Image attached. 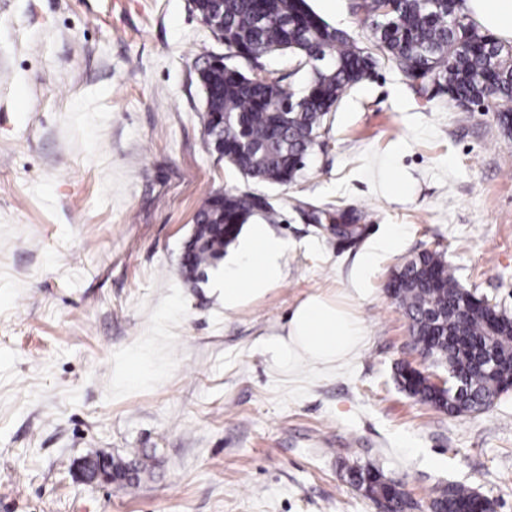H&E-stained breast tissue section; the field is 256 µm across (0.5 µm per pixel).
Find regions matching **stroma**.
I'll return each mask as SVG.
<instances>
[{"instance_id":"stroma-1","label":"stroma","mask_w":512,"mask_h":512,"mask_svg":"<svg viewBox=\"0 0 512 512\" xmlns=\"http://www.w3.org/2000/svg\"><path fill=\"white\" fill-rule=\"evenodd\" d=\"M307 3L365 43L354 0ZM223 50L190 0H0V512H382L355 465L399 482L411 512L451 482L512 512V391L460 416L406 394L398 366L432 363L386 290L440 250L512 315V135L378 67L293 184L254 188L280 212L287 276L228 313L222 267L181 268L204 201L249 187L204 128L196 62ZM331 204L358 210L359 242L309 221ZM317 291L352 306L361 348L275 366L265 340ZM133 452L151 458L138 481L80 476Z\"/></svg>"}]
</instances>
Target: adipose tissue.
<instances>
[{"label": "adipose tissue", "mask_w": 512, "mask_h": 512, "mask_svg": "<svg viewBox=\"0 0 512 512\" xmlns=\"http://www.w3.org/2000/svg\"><path fill=\"white\" fill-rule=\"evenodd\" d=\"M472 16L494 35L512 38V0H467ZM287 241L271 225H245L237 252L224 263V309L239 311L277 288L286 276ZM364 328L335 297L322 292L300 300L281 332L271 335L264 351L287 368L305 359L331 367L361 345Z\"/></svg>", "instance_id": "ef3b65f1"}]
</instances>
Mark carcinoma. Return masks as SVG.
Segmentation results:
<instances>
[{
    "label": "carcinoma",
    "instance_id": "obj_1",
    "mask_svg": "<svg viewBox=\"0 0 512 512\" xmlns=\"http://www.w3.org/2000/svg\"><path fill=\"white\" fill-rule=\"evenodd\" d=\"M459 0H393L389 19L374 15L376 0L356 8L370 21L367 45L360 46L341 29L325 23L306 0H192L200 18L216 19V37L226 53L197 62L210 146H224L228 163L247 179L261 183L296 181L317 144L325 116L342 95L388 65L416 84L425 103L442 92L461 106L512 100V43L480 31L470 23L462 31L451 22ZM467 36L468 48H458ZM288 57L307 73L304 86H284L286 76L258 79L238 65L262 58ZM291 119H286V115ZM270 202L248 191L209 196L195 216L205 235L203 245L188 243L183 272L191 278L218 264L242 225L253 219L275 222ZM320 224H354V210L318 211ZM394 298L410 320L414 347L448 370V389L430 382L426 371L405 364L399 383L411 397L451 415L485 410L505 390L512 375V317L501 313L491 324L490 304L460 287L444 253L424 251L393 272ZM496 362L489 375L485 359ZM150 467L137 454L116 462V479L133 482ZM354 485L382 505L384 512H409L411 500L401 485L372 467L349 471ZM433 512H482L492 502L462 484L442 488L431 500Z\"/></svg>",
    "mask_w": 512,
    "mask_h": 512
}]
</instances>
